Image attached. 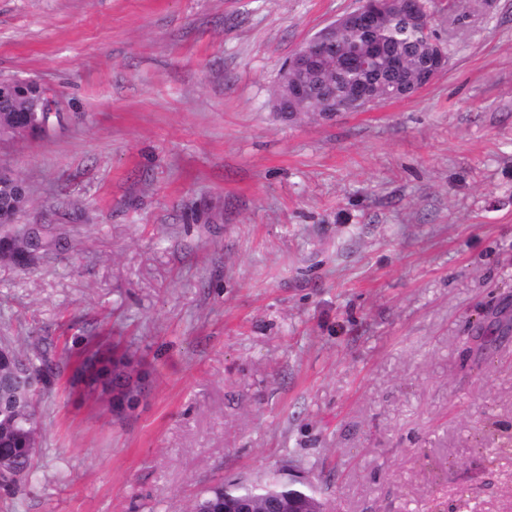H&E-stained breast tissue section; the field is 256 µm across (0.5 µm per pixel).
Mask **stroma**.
I'll use <instances>...</instances> for the list:
<instances>
[{"mask_svg": "<svg viewBox=\"0 0 512 512\" xmlns=\"http://www.w3.org/2000/svg\"><path fill=\"white\" fill-rule=\"evenodd\" d=\"M358 4L0 0V79L63 116L0 170L65 245L0 262V343L63 365L0 512H191L290 466L330 512H512V0H430L414 97L275 111ZM112 343L146 376L122 418L71 383Z\"/></svg>", "mask_w": 512, "mask_h": 512, "instance_id": "1", "label": "stroma"}]
</instances>
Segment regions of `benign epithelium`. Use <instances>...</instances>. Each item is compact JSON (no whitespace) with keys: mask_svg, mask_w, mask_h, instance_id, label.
<instances>
[{"mask_svg":"<svg viewBox=\"0 0 512 512\" xmlns=\"http://www.w3.org/2000/svg\"><path fill=\"white\" fill-rule=\"evenodd\" d=\"M400 16L409 26L424 32L432 30L431 15L423 0H360L358 8L329 23L316 39L302 43L288 58L279 73V92L275 108L292 114L304 111L311 99L309 76L317 73L331 82L347 71L364 72L360 80L338 83L337 89L320 97L316 111L327 118L340 112L362 111L380 103L411 97L431 84L448 66L446 41L434 34L425 38L414 75H409L407 60L398 52H387L382 44L372 40L392 15ZM348 30L365 39L357 51H335L336 31ZM6 260L25 268L40 256V250L16 249L12 237H3ZM317 503L292 494H275L266 500L264 512H321Z\"/></svg>","mask_w":512,"mask_h":512,"instance_id":"obj_1","label":"benign epithelium"}]
</instances>
